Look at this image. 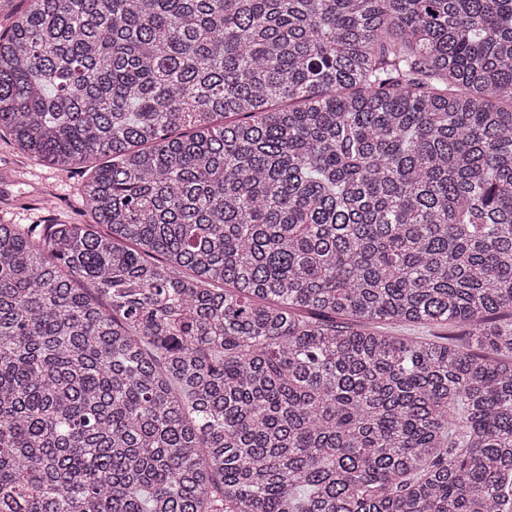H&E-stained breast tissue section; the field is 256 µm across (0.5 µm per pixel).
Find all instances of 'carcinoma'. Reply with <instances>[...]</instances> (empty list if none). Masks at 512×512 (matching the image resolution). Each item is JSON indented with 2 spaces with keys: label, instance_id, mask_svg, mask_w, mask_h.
I'll list each match as a JSON object with an SVG mask.
<instances>
[{
  "label": "carcinoma",
  "instance_id": "1",
  "mask_svg": "<svg viewBox=\"0 0 512 512\" xmlns=\"http://www.w3.org/2000/svg\"><path fill=\"white\" fill-rule=\"evenodd\" d=\"M16 3L0 512H512V0ZM83 170L46 168L0 139V221L39 224L44 214L37 210L38 202L51 196L54 219L71 224L91 222L81 195L88 176ZM388 330L401 334L402 336H417L433 338L436 337H459L463 334V328L459 326L430 327L423 325L388 326Z\"/></svg>",
  "mask_w": 512,
  "mask_h": 512
}]
</instances>
